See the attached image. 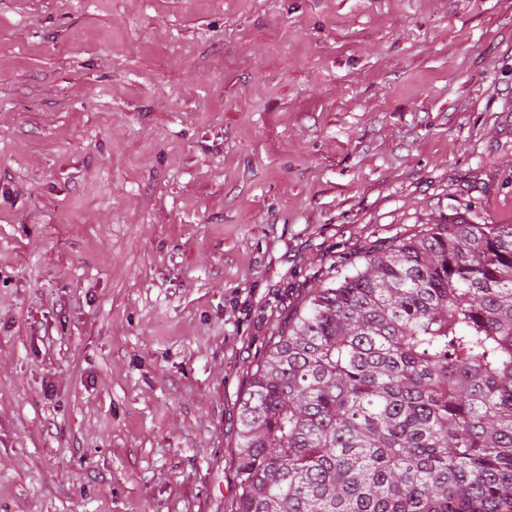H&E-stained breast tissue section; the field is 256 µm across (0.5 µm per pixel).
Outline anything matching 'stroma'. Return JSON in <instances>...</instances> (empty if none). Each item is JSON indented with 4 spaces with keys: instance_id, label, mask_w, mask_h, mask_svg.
Instances as JSON below:
<instances>
[{
    "instance_id": "stroma-1",
    "label": "stroma",
    "mask_w": 512,
    "mask_h": 512,
    "mask_svg": "<svg viewBox=\"0 0 512 512\" xmlns=\"http://www.w3.org/2000/svg\"><path fill=\"white\" fill-rule=\"evenodd\" d=\"M512 224V0H0V512H231L279 324Z\"/></svg>"
}]
</instances>
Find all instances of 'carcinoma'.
<instances>
[{
  "label": "carcinoma",
  "instance_id": "cac0c4a2",
  "mask_svg": "<svg viewBox=\"0 0 512 512\" xmlns=\"http://www.w3.org/2000/svg\"><path fill=\"white\" fill-rule=\"evenodd\" d=\"M238 438L235 512H512V224L457 213L312 289Z\"/></svg>",
  "mask_w": 512,
  "mask_h": 512
}]
</instances>
